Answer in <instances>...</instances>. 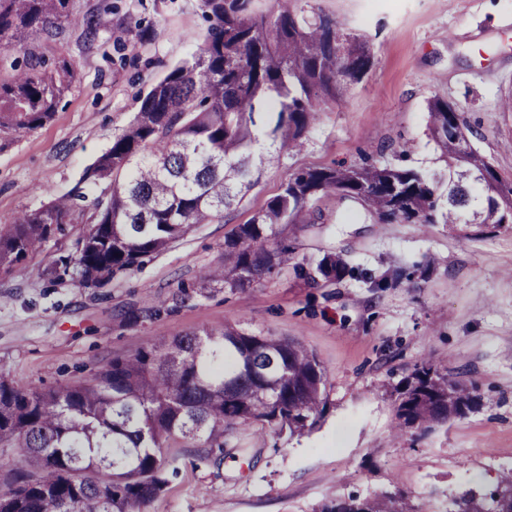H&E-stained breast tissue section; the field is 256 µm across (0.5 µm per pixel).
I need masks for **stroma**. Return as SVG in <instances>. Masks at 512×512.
<instances>
[{
    "instance_id": "35a3bbf8",
    "label": "stroma",
    "mask_w": 512,
    "mask_h": 512,
    "mask_svg": "<svg viewBox=\"0 0 512 512\" xmlns=\"http://www.w3.org/2000/svg\"><path fill=\"white\" fill-rule=\"evenodd\" d=\"M365 38L367 75L317 112L301 150L265 160L259 181L223 221L197 225L133 272L85 287L45 271L72 252L83 225L64 224L26 261L0 271V379L48 389L84 382L152 342L232 323L302 343L327 377L312 430L249 429L227 448L172 445L164 492L141 512H322L385 491L414 512H448L464 490L484 493L512 469V224L379 223L337 195L308 224H283L296 262L342 257L353 274L312 288L285 267L250 287L175 304L180 286L223 262L224 240L283 182L309 166L408 164L439 172L427 102L455 106L474 148L512 177V0H311ZM101 16L98 37L66 26L44 58L76 67L44 125L0 135V224L50 196L94 194L85 169L122 132L140 96L207 35L201 0H76ZM165 304L170 313L146 317ZM475 388L476 410L396 433V389L420 362Z\"/></svg>"
}]
</instances>
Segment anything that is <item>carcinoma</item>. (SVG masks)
Segmentation results:
<instances>
[{
  "instance_id": "1",
  "label": "carcinoma",
  "mask_w": 512,
  "mask_h": 512,
  "mask_svg": "<svg viewBox=\"0 0 512 512\" xmlns=\"http://www.w3.org/2000/svg\"><path fill=\"white\" fill-rule=\"evenodd\" d=\"M75 0H0V132L49 121L74 82L39 44L64 24L97 36L101 19ZM211 22L191 58L154 84L110 147L84 172L99 187L53 196L0 224V269L25 261L52 224H84L75 251L47 271L84 283L138 268L197 224L224 220L254 185L260 130L275 152L299 149L321 105L343 98L372 65L368 42L336 30L309 0H202ZM431 138L445 168L431 176L403 165L313 166L293 173L224 243V263L203 269L197 294L242 288L286 265L282 224H309L330 193L359 200L379 221L512 224V179L472 146L456 108L428 102ZM296 269L309 286L345 278L326 254ZM399 425L430 429L456 407L478 406L466 385L423 361L397 388ZM328 402L327 378L300 343L232 324L153 342L115 357L82 383L49 389L0 380V448L17 449L24 472L0 493V512H139L164 490L165 449L222 448L242 427L313 429ZM363 512H410L400 499L360 501Z\"/></svg>"
}]
</instances>
